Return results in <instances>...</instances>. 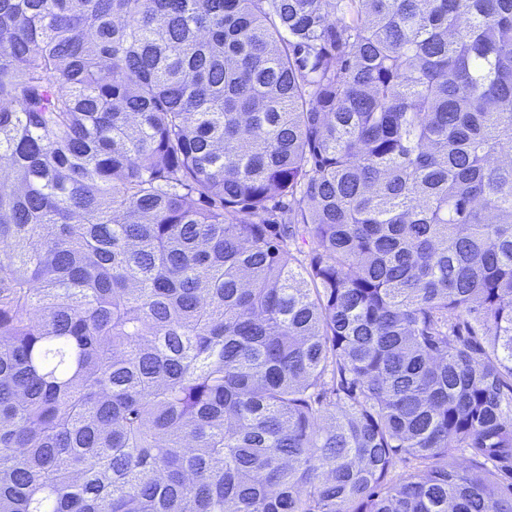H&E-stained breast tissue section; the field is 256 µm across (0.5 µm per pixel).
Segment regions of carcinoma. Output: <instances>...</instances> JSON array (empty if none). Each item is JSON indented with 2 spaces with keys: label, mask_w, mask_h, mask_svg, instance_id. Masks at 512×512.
I'll list each match as a JSON object with an SVG mask.
<instances>
[{
  "label": "carcinoma",
  "mask_w": 512,
  "mask_h": 512,
  "mask_svg": "<svg viewBox=\"0 0 512 512\" xmlns=\"http://www.w3.org/2000/svg\"><path fill=\"white\" fill-rule=\"evenodd\" d=\"M507 480L512 0H0V512Z\"/></svg>",
  "instance_id": "cac0c4a2"
}]
</instances>
